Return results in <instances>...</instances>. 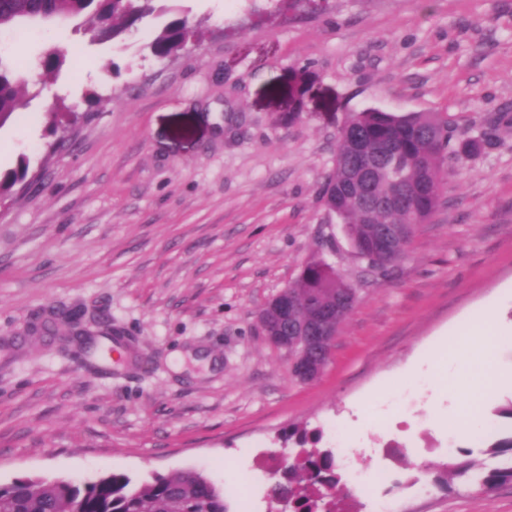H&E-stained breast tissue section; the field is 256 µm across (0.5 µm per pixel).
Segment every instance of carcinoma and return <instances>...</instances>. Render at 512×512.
I'll use <instances>...</instances> for the list:
<instances>
[{"instance_id":"obj_1","label":"carcinoma","mask_w":512,"mask_h":512,"mask_svg":"<svg viewBox=\"0 0 512 512\" xmlns=\"http://www.w3.org/2000/svg\"><path fill=\"white\" fill-rule=\"evenodd\" d=\"M158 0H0V31L59 19H79L97 39L115 38L143 18L160 14ZM197 35L188 16L178 17L164 26L151 44L154 55L168 57L181 51ZM23 106L19 85L10 64L0 58V127ZM364 138L377 152L381 167L372 183L375 196L401 194L410 201L407 210L388 215L365 217L359 214L349 197L338 189L352 179L355 137ZM488 144L486 134L460 131L448 114L413 112L396 115L377 108L350 113L336 137V159L319 191L325 208L343 224L354 256L369 268L385 271L405 253L415 226L431 217L438 205L440 171L447 160L464 164ZM28 172V162L20 157L17 167L0 179V195L9 191L18 178ZM381 224H399L405 231L404 245L373 257L364 248ZM349 287L330 265L312 262L288 288L294 304L288 321H279L271 312L261 310L258 324L267 332L295 325L314 324L322 331L337 332L347 314L325 315ZM283 442L302 446L301 457L288 465L283 481L271 490L273 500H288L292 512H334L339 477L330 451L305 448L317 439L305 429L295 428L282 435ZM474 468L470 462L444 470L435 483L451 489L452 476L465 475ZM512 481V466L496 469L478 478L482 486ZM0 512H229L224 490L202 473L176 471L157 476L141 486L131 484L122 474H111L93 482L25 477L9 485H0Z\"/></svg>"}]
</instances>
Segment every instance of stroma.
<instances>
[{
  "label": "stroma",
  "mask_w": 512,
  "mask_h": 512,
  "mask_svg": "<svg viewBox=\"0 0 512 512\" xmlns=\"http://www.w3.org/2000/svg\"><path fill=\"white\" fill-rule=\"evenodd\" d=\"M174 5L201 35L173 57L150 51L164 15L109 41L75 19L0 32L24 79L65 53L0 127V175L29 160L0 201V484L195 469L230 512H275L270 489L298 455L281 434L332 450L346 428L352 469L394 480L360 492L343 472V512L382 497L398 512H512L511 482L419 492L448 462L450 410L485 380L482 424L512 435L497 413L512 341L483 372L448 352L449 329L487 304L512 330V0ZM367 108L445 112L489 138L448 164L435 213L383 274L318 195L340 126ZM319 260L357 297L303 383L257 314ZM74 312L121 334V364L64 349Z\"/></svg>",
  "instance_id": "stroma-1"
}]
</instances>
